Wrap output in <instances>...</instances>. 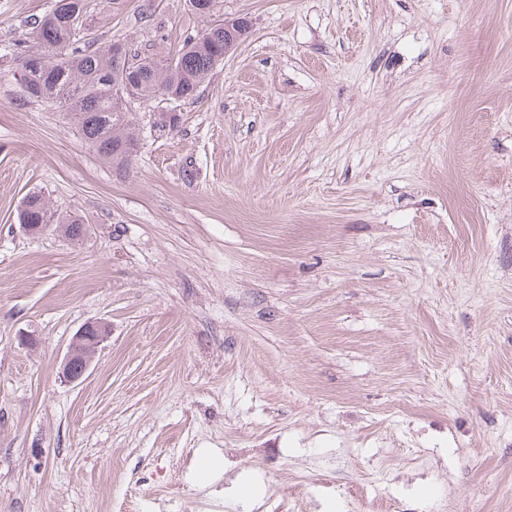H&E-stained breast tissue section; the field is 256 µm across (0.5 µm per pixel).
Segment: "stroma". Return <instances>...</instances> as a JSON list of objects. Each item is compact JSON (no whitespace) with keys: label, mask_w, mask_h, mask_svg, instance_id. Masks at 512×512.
Here are the masks:
<instances>
[{"label":"stroma","mask_w":512,"mask_h":512,"mask_svg":"<svg viewBox=\"0 0 512 512\" xmlns=\"http://www.w3.org/2000/svg\"><path fill=\"white\" fill-rule=\"evenodd\" d=\"M51 5L0 0V512H512V0H222L251 34L176 128L130 103L122 169L15 76ZM84 20L159 57L205 26ZM32 191L84 238L22 234ZM109 327L103 321L84 324L75 334L62 363V376L75 383L87 373L98 348L107 341Z\"/></svg>","instance_id":"1"}]
</instances>
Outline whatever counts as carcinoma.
Wrapping results in <instances>:
<instances>
[{
	"label": "carcinoma",
	"mask_w": 512,
	"mask_h": 512,
	"mask_svg": "<svg viewBox=\"0 0 512 512\" xmlns=\"http://www.w3.org/2000/svg\"><path fill=\"white\" fill-rule=\"evenodd\" d=\"M212 10L192 12L207 21L206 27L186 40L170 57L133 55L118 62L112 59V43H98L83 32L84 0H55L49 13L34 21L36 45L17 55L19 81L27 96L51 102L72 116L85 143L107 163L128 165L138 139L131 132L128 113L115 110L119 90L132 93L134 100L149 103L158 98L184 102L197 96L201 85L220 64L224 53L223 15L220 0H207ZM35 55L47 58L45 66H28ZM19 223L45 229L52 213L39 192L28 194L19 213ZM60 229L71 240L84 235L77 218L60 221Z\"/></svg>",
	"instance_id": "1"
}]
</instances>
